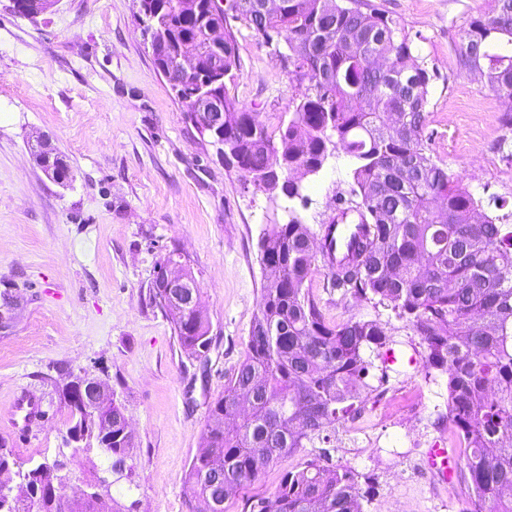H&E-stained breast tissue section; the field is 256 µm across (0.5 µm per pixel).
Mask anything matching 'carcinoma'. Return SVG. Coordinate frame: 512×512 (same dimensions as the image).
Wrapping results in <instances>:
<instances>
[{
  "instance_id": "carcinoma-1",
  "label": "carcinoma",
  "mask_w": 512,
  "mask_h": 512,
  "mask_svg": "<svg viewBox=\"0 0 512 512\" xmlns=\"http://www.w3.org/2000/svg\"><path fill=\"white\" fill-rule=\"evenodd\" d=\"M140 0L152 55L181 102L203 91L220 98L224 152L260 191L299 194L295 175L318 171L329 148L354 160L352 206L360 232L336 257L332 233L291 220L270 224L259 241L271 277L262 288L244 359L223 394L208 404L203 445L185 478V495L203 509L227 512L231 490L307 446L276 488L246 499L242 512H362L369 490L328 446L338 427L366 406L372 362L390 342L376 320L326 321L308 281L322 259L328 286L394 312L420 336L425 365L447 377L448 430L460 465L455 478L466 512H512V225L472 214L482 201L428 152L425 130L431 76L414 55L401 22L366 0ZM30 16L45 0H13ZM234 19L265 43L287 42L286 71L294 112L274 129L254 122L226 81L239 66ZM224 26V42L210 39ZM199 70L185 77L180 56ZM460 69L480 74L483 88L505 106L512 126V0H492L472 19L459 48ZM169 310L182 347L197 358L209 350L200 317ZM321 447H315V444ZM133 435L112 423V453L127 455ZM64 464L44 460L24 469L0 448V512H119L109 490L73 501Z\"/></svg>"
}]
</instances>
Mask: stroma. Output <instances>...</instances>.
I'll return each mask as SVG.
<instances>
[{
  "instance_id": "stroma-1",
  "label": "stroma",
  "mask_w": 512,
  "mask_h": 512,
  "mask_svg": "<svg viewBox=\"0 0 512 512\" xmlns=\"http://www.w3.org/2000/svg\"><path fill=\"white\" fill-rule=\"evenodd\" d=\"M404 24L434 71L427 148L481 200L512 216V129L462 72L456 49L490 0H373ZM237 29L240 66L230 93L260 124L289 119L293 83L271 47ZM46 138L72 171L49 180L30 154ZM352 159L330 152L289 198L255 189L225 166L153 62L139 0H56L23 17L0 0V292L18 299L0 329V443L21 466L65 457L68 495L105 475L104 458L74 453L64 401L69 375L105 380L134 433V483L112 496L135 512H189L184 478L202 443L208 402L244 358L268 276L258 241L265 225L295 219L319 230L341 209ZM178 250L199 288L212 339L206 359L182 348L152 299L160 259ZM310 286L327 321L377 320L395 360L374 358L379 386L356 431L336 437V459L378 481L363 512H463L459 491L424 458L448 443L446 377L425 369V346L405 322L368 300Z\"/></svg>"
}]
</instances>
